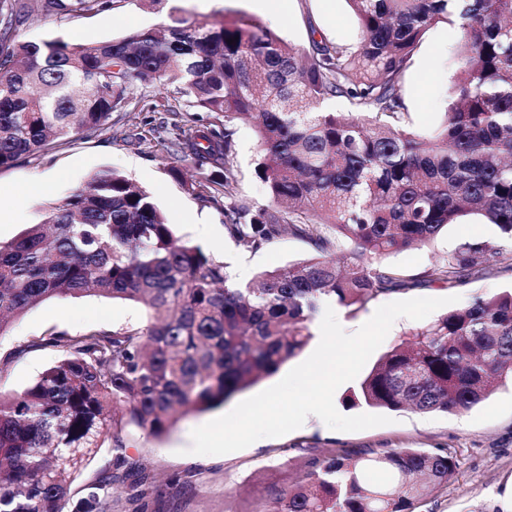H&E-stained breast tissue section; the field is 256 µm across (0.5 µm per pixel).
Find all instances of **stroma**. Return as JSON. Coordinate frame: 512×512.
<instances>
[{"mask_svg": "<svg viewBox=\"0 0 512 512\" xmlns=\"http://www.w3.org/2000/svg\"><path fill=\"white\" fill-rule=\"evenodd\" d=\"M28 5L29 16L15 32L20 42L119 39L138 29L166 25L173 14L227 23L255 19L300 49L308 48L314 30L352 52L360 41L359 23L347 0H288L286 15L278 19L264 12L258 0H214L208 9L200 8L199 0H114L111 10L84 16L44 11L42 0H28ZM458 40L457 27L441 23L415 49L402 79L405 120L411 128L427 131L441 123L457 68ZM209 119V113L199 111L188 97L148 83L128 111L113 113L98 134L65 139L40 155L1 167L0 243L11 242L28 225L40 223L50 206L63 202L98 171L112 169L153 195L182 243L201 247L231 272L242 270L251 278L312 255L308 242L290 234L254 252L236 247L225 230L223 191L201 187L194 161L172 149L180 130ZM234 140L236 150L229 162L233 201L252 211L266 207L269 196L257 173L260 149L253 127L239 124ZM42 183L49 185V194L31 193V186ZM200 222L213 227L208 240L196 234ZM499 239L494 225L472 216L450 225L431 245L403 250L384 263L401 277L417 278L460 243ZM510 288L512 263L495 262L484 277L381 295L357 311L343 309L339 315L345 331L352 333L387 303L455 296L464 306L476 295ZM146 317L143 307L94 295L51 299L17 320L10 335L0 339V354L50 330L69 334L112 330L143 324ZM217 416L214 410L188 413L157 439L132 433L126 449L129 461L144 466L161 489L146 512H260L270 487L295 486L311 459L363 448H412L453 456V474L421 498L415 512H512V385L508 383L457 415L399 410L391 412L390 424L357 432L330 429L312 415L293 432L259 439L236 452L190 454L192 429ZM184 474L191 475L192 485L170 484V477Z\"/></svg>", "mask_w": 512, "mask_h": 512, "instance_id": "obj_1", "label": "stroma"}]
</instances>
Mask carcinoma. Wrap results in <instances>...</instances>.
I'll use <instances>...</instances> for the list:
<instances>
[{"instance_id": "carcinoma-1", "label": "carcinoma", "mask_w": 512, "mask_h": 512, "mask_svg": "<svg viewBox=\"0 0 512 512\" xmlns=\"http://www.w3.org/2000/svg\"><path fill=\"white\" fill-rule=\"evenodd\" d=\"M357 52L310 37L301 52L260 22L238 25L171 14L159 29L99 43H19L9 17L27 0H0V167L73 135L104 128L149 82L186 95L215 121L182 132L181 152L231 194L234 125L254 121L258 175L271 205L229 206L225 229L253 252L289 230L315 254L239 285L227 266L178 243L152 195L122 174L96 173L40 224L0 244V339L51 298L93 294L142 304L141 326L75 335L50 331L0 357V379L29 350L62 356L21 391L0 389V512H108L114 475L70 480L112 437L115 469L126 439L160 438L179 411L205 412L299 355L328 301L347 309L379 295L489 273L468 242L406 280L382 259L424 247L448 226L483 217L512 243V0H349ZM113 0H44L47 11L98 14ZM461 31V65L436 128L403 124L402 77L434 25ZM345 98L361 115L327 111ZM512 381V291L475 296L416 328L384 353L353 408L462 413ZM446 453L360 449L309 462L305 480L275 488L259 512H414L454 472ZM132 499L157 491L138 470Z\"/></svg>"}]
</instances>
